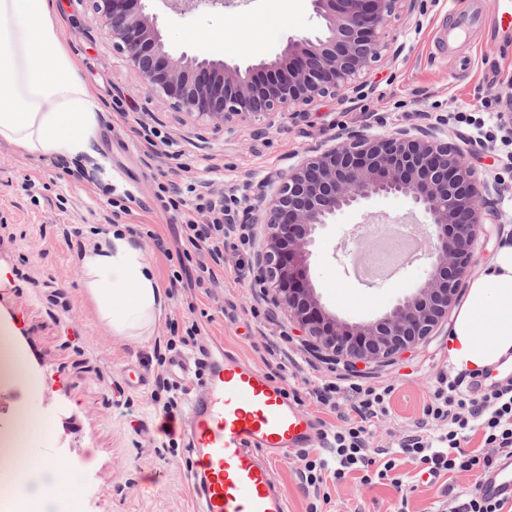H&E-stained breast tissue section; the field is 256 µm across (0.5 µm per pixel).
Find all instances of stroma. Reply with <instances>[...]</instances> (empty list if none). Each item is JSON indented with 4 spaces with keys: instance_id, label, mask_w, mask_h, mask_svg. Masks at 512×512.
<instances>
[{
    "instance_id": "1",
    "label": "stroma",
    "mask_w": 512,
    "mask_h": 512,
    "mask_svg": "<svg viewBox=\"0 0 512 512\" xmlns=\"http://www.w3.org/2000/svg\"><path fill=\"white\" fill-rule=\"evenodd\" d=\"M466 0H424L410 7L394 0L380 32L379 53L361 74L363 91L347 86L305 107L302 120L276 115L272 126L224 127L188 117L167 100L149 95L141 77L112 47L113 39L96 18L93 0H63L62 35L80 61V77L100 102L101 135L97 158H35L0 147V328L12 330L30 356L28 367L0 384V473L11 467L14 437L29 427L37 410L48 419V435L29 439L38 457L75 466L85 449L95 452L92 468L80 471L84 512H195L196 496L188 469L186 439L162 433L163 402L169 394L157 377L158 357L194 356V348L168 349L173 328L198 322L202 346L223 343L268 376L284 374L304 411L335 423L317 403L314 391L339 378L395 387L388 416L376 419L373 447L391 448L402 426L417 417L428 400L436 373L448 363L450 323L395 361L350 371L323 360L301 337L287 312L275 307L258 284L255 257L265 242L263 225L249 229L246 245L224 249L213 290L171 287L177 261L168 260L154 241L174 243L178 226L156 203L159 185L174 180L202 194H229L243 182L287 172L312 150L327 146L341 129L386 135L401 127L448 120V138H474L473 122L487 103L512 114V29L495 19L452 48L439 44L450 14ZM145 12L157 15L173 55H215L248 66L274 61L289 37L314 35L324 27L311 0H232L220 14L179 17L147 0ZM213 32L208 43L198 31ZM162 131L165 143L149 145L140 127ZM488 184L497 211L485 217L474 242L473 275H480L497 245L512 240V148L502 142L476 147L469 156ZM136 201L129 212L111 203L125 193ZM423 226L426 219L401 196H376L361 208L339 213L319 229L311 266L315 294L340 321L368 323L420 285L425 259L401 267L396 278L370 284L356 278L353 258L335 254L350 243L355 225L373 220L398 227L404 220ZM124 224L136 233L155 265L170 301L150 340L112 335L88 299L78 256L93 235ZM147 378L128 386V368ZM47 382L35 406L21 404L29 373ZM298 460L277 463L274 475L288 498V512H309L314 492L297 474ZM398 485H364L355 478L329 486L321 512H448L456 498L478 481L475 472L427 482L415 460L401 459Z\"/></svg>"
}]
</instances>
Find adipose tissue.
Instances as JSON below:
<instances>
[{
	"label": "adipose tissue",
	"instance_id": "1",
	"mask_svg": "<svg viewBox=\"0 0 512 512\" xmlns=\"http://www.w3.org/2000/svg\"><path fill=\"white\" fill-rule=\"evenodd\" d=\"M57 0H0V145L36 158L94 156L100 105L60 31ZM86 292L113 335H151L169 297L136 238L118 225L78 257ZM512 356V242L454 314L448 361L483 370ZM21 512H83L81 487L25 448L8 473Z\"/></svg>",
	"mask_w": 512,
	"mask_h": 512
}]
</instances>
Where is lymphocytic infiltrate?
<instances>
[{
  "mask_svg": "<svg viewBox=\"0 0 512 512\" xmlns=\"http://www.w3.org/2000/svg\"><path fill=\"white\" fill-rule=\"evenodd\" d=\"M163 210L178 216L180 233L176 255L179 262L193 261L194 254L208 248L210 263H194L195 286H219L216 266L224 261V240L231 232L224 222L223 200L196 196L187 199L178 188H160L156 195ZM207 210L211 220L198 224L193 212ZM394 389L389 385L348 382L342 379L322 384L316 399L330 409L349 401L350 414L326 426L325 453L302 452V479L314 490L327 488L352 474L361 483L381 484L392 480L398 457L418 462L422 473L438 478L459 471L490 474L512 459V377L491 381L489 372L440 371L420 416L398 443L396 453L371 450V422L387 414ZM481 432L482 452L466 450L471 433Z\"/></svg>",
  "mask_w": 512,
  "mask_h": 512,
  "instance_id": "f902f5d3",
  "label": "lymphocytic infiltrate"
}]
</instances>
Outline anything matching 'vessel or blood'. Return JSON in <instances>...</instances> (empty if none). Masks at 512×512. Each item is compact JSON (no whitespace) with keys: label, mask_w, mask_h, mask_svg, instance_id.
<instances>
[{"label":"vessel or blood","mask_w":512,"mask_h":512,"mask_svg":"<svg viewBox=\"0 0 512 512\" xmlns=\"http://www.w3.org/2000/svg\"><path fill=\"white\" fill-rule=\"evenodd\" d=\"M490 16L511 28L512 0H475L443 32L442 44L467 40ZM175 365L184 380L199 383L183 431L201 512H288L273 467L322 447L317 421L282 386L223 346L206 351L202 362L179 358ZM483 490L512 498V467L498 470Z\"/></svg>","instance_id":"obj_1"}]
</instances>
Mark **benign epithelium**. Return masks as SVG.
<instances>
[{"mask_svg":"<svg viewBox=\"0 0 512 512\" xmlns=\"http://www.w3.org/2000/svg\"><path fill=\"white\" fill-rule=\"evenodd\" d=\"M143 0H94L113 47L151 92L216 125L259 122L348 86L378 54V31L395 0H312L325 21L314 37L288 40L271 63L241 69L222 59L173 56ZM178 16L215 12L224 0H160ZM445 121L398 128L378 137L345 128L320 153L258 185L242 184L266 227L256 255L259 284L322 356L351 367L395 360L425 340L455 305L473 266L479 224L493 214L489 188L467 150L444 140ZM377 195H403L429 219L430 270L417 293L373 323H340L314 293L309 258L316 231L347 208Z\"/></svg>","mask_w":512,"mask_h":512,"instance_id":"1","label":"benign epithelium"}]
</instances>
